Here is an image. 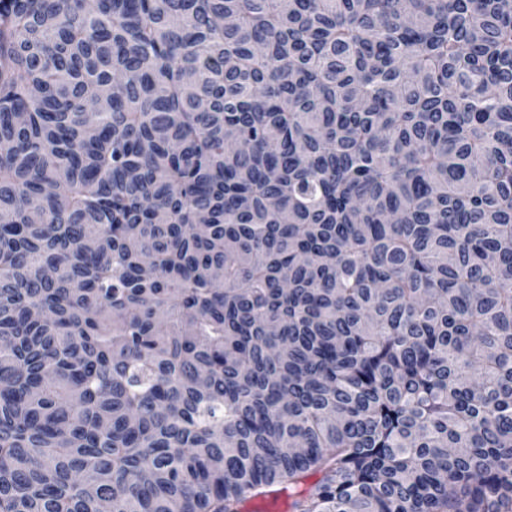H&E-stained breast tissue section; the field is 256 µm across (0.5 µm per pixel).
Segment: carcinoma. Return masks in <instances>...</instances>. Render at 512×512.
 <instances>
[{
	"instance_id": "1",
	"label": "carcinoma",
	"mask_w": 512,
	"mask_h": 512,
	"mask_svg": "<svg viewBox=\"0 0 512 512\" xmlns=\"http://www.w3.org/2000/svg\"><path fill=\"white\" fill-rule=\"evenodd\" d=\"M284 491L512 512V0H0V512Z\"/></svg>"
}]
</instances>
